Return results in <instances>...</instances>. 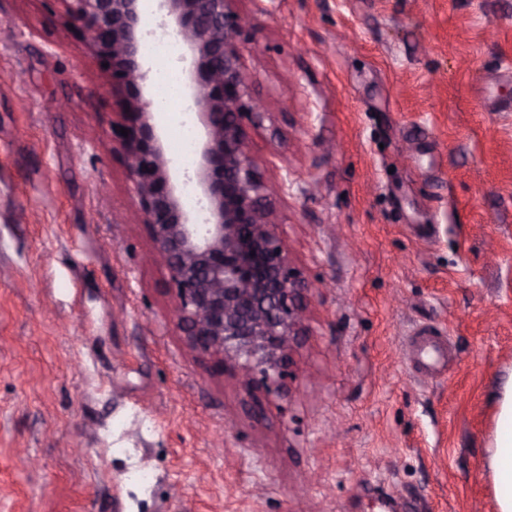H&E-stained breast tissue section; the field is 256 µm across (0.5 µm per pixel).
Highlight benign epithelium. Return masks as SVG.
Returning a JSON list of instances; mask_svg holds the SVG:
<instances>
[{
    "label": "benign epithelium",
    "mask_w": 512,
    "mask_h": 512,
    "mask_svg": "<svg viewBox=\"0 0 512 512\" xmlns=\"http://www.w3.org/2000/svg\"><path fill=\"white\" fill-rule=\"evenodd\" d=\"M74 34L108 64L121 109L112 121L140 224L156 246L176 300L177 330L213 368L240 369L269 387L283 376L292 337L307 319L298 281L267 204L271 188L251 157L247 122L263 104L246 88L234 0H57ZM174 33L184 86L204 127L194 168L182 173L168 157L153 99L144 92L151 67L141 48ZM128 130V136L120 128ZM194 186L198 209L182 202L178 178Z\"/></svg>",
    "instance_id": "benign-epithelium-1"
}]
</instances>
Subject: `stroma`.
I'll return each instance as SVG.
<instances>
[{
  "label": "stroma",
  "instance_id": "1",
  "mask_svg": "<svg viewBox=\"0 0 512 512\" xmlns=\"http://www.w3.org/2000/svg\"><path fill=\"white\" fill-rule=\"evenodd\" d=\"M234 8L309 312L271 393L176 330L107 72L0 0V512H498L512 0Z\"/></svg>",
  "mask_w": 512,
  "mask_h": 512
}]
</instances>
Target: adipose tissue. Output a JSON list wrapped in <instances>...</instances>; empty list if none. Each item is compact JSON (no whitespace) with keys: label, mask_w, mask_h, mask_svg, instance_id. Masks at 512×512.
<instances>
[{"label":"adipose tissue","mask_w":512,"mask_h":512,"mask_svg":"<svg viewBox=\"0 0 512 512\" xmlns=\"http://www.w3.org/2000/svg\"><path fill=\"white\" fill-rule=\"evenodd\" d=\"M499 512H512V388L500 399L494 448L488 461Z\"/></svg>","instance_id":"obj_1"}]
</instances>
